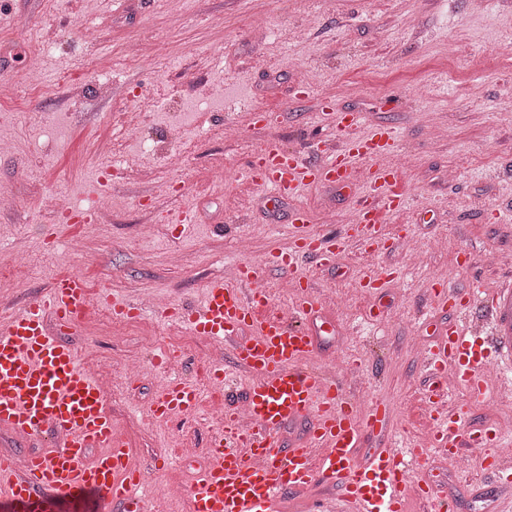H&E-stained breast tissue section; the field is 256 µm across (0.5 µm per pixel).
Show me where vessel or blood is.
I'll return each mask as SVG.
<instances>
[{
  "instance_id": "obj_1",
  "label": "vessel or blood",
  "mask_w": 512,
  "mask_h": 512,
  "mask_svg": "<svg viewBox=\"0 0 512 512\" xmlns=\"http://www.w3.org/2000/svg\"><path fill=\"white\" fill-rule=\"evenodd\" d=\"M362 125L360 113L339 114L333 119L334 137L318 140L315 160L270 145L255 153L242 172L272 197L284 198L308 184H348L355 160L369 159L370 189L355 203V220L345 233L315 234L306 211L295 210L288 249L238 263L231 277L210 279L192 307L159 311L186 333L231 350L250 372L243 400L234 401L229 394L235 374L220 361L208 366V381L229 403L221 432L210 444L211 461L190 484L189 512H284L287 496L321 485L337 486L342 494L337 503H320V512H403L409 461L418 457V449L406 441L398 449H379L365 466L354 464L353 451L364 431L383 428L387 408L376 402L359 412L345 379L312 367L319 348L313 322L320 301L308 281L292 279L291 306L276 315L269 312L270 297L262 286L271 266L290 271L307 258L330 267L350 245L383 248L381 228L388 214L409 199L391 163L399 136L389 127L365 134ZM93 310L83 275L70 272L0 321V427L42 443L26 467L0 459V512H112L116 507L153 512L150 478L112 424L104 385L59 339ZM486 343L480 330L452 324L439 330L423 355L429 374L423 389L432 424L429 443L445 456L456 457L466 446L501 444L492 427L464 428L448 408L451 389L483 396ZM157 360L165 381L151 417H194L197 388L173 373L175 360L168 350H160ZM243 409L249 415L245 421L239 416ZM300 421L307 424L304 434L284 446V429Z\"/></svg>"
}]
</instances>
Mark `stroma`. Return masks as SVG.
Masks as SVG:
<instances>
[{
	"mask_svg": "<svg viewBox=\"0 0 512 512\" xmlns=\"http://www.w3.org/2000/svg\"><path fill=\"white\" fill-rule=\"evenodd\" d=\"M0 0V83L15 90L0 106V187L14 200L0 208V248L26 265L23 282L0 279V320L10 318L62 272L83 273L93 294L138 301L146 293L187 305L227 266L287 248L294 209L314 233L345 231L365 180L322 184L277 201L242 179L251 156L269 144L313 156L326 129L324 97L336 112H362L365 129L400 134L392 158L410 199L384 226L391 246L379 254L352 246L334 266L303 262L288 273L272 266L266 289L273 311L290 304V276L308 280L322 304L324 331L314 365L357 358L362 374L351 396L386 403L385 431L365 435L355 452L365 464L399 433L422 443L412 478L432 486L453 512H512V493L489 478L485 449L470 469L427 446L430 417L422 389L421 349L428 324L467 322L492 328L495 315L477 302L460 312L438 306L432 287L440 269L468 294L512 286V0ZM272 32L253 35L254 23ZM138 43L154 57L142 68L122 48ZM265 112V125L247 110ZM239 128L224 138L225 124ZM181 130L179 142L168 136ZM112 144L109 154L100 141ZM129 155L136 168L122 170ZM232 172L224 180L223 172ZM105 184L109 212L94 238L64 223V210L87 205ZM53 195L59 212L42 208ZM190 212L193 221L177 218ZM403 271L374 295L363 293L366 267ZM378 307L387 323L370 322ZM81 359L109 365L106 406L112 423L151 470L157 491L180 488L156 512H187L186 493L210 459L220 424L203 376L214 348L155 316L124 329L91 317L62 334ZM180 355L183 377L197 383L200 407L186 423L157 420L149 408L162 373L153 356L165 344ZM484 400L456 390L463 427L496 425L512 438V393L486 381Z\"/></svg>",
	"mask_w": 512,
	"mask_h": 512,
	"instance_id": "obj_1",
	"label": "stroma"
}]
</instances>
